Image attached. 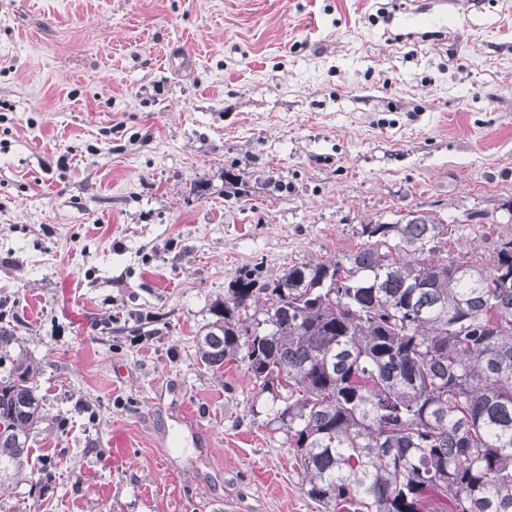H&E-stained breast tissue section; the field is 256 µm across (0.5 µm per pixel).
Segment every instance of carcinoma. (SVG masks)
<instances>
[{
  "label": "carcinoma",
  "instance_id": "1",
  "mask_svg": "<svg viewBox=\"0 0 512 512\" xmlns=\"http://www.w3.org/2000/svg\"><path fill=\"white\" fill-rule=\"evenodd\" d=\"M428 213L361 225L360 246L263 283L238 272L197 336L271 397L324 512H512V238L454 254ZM0 378V487L46 419L20 361Z\"/></svg>",
  "mask_w": 512,
  "mask_h": 512
}]
</instances>
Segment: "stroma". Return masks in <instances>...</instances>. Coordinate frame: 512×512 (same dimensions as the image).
I'll use <instances>...</instances> for the list:
<instances>
[{
	"label": "stroma",
	"instance_id": "obj_1",
	"mask_svg": "<svg viewBox=\"0 0 512 512\" xmlns=\"http://www.w3.org/2000/svg\"><path fill=\"white\" fill-rule=\"evenodd\" d=\"M511 200L512 0H0V377L49 414L0 512H320L212 304L411 211L489 257Z\"/></svg>",
	"mask_w": 512,
	"mask_h": 512
}]
</instances>
